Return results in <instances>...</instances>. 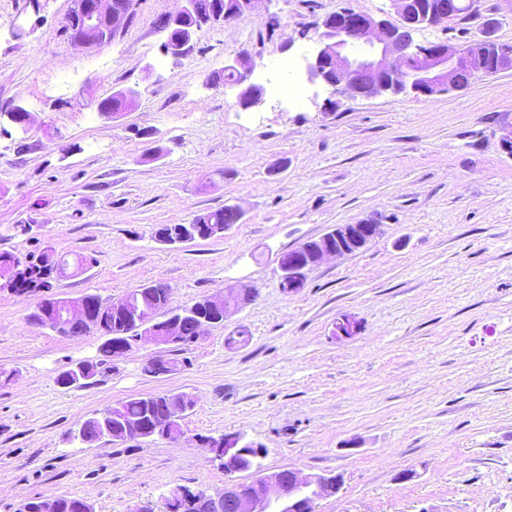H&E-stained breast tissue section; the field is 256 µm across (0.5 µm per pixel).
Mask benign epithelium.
<instances>
[{
    "label": "benign epithelium",
    "mask_w": 512,
    "mask_h": 512,
    "mask_svg": "<svg viewBox=\"0 0 512 512\" xmlns=\"http://www.w3.org/2000/svg\"><path fill=\"white\" fill-rule=\"evenodd\" d=\"M178 10L162 21L167 31L164 54L173 59L186 58L193 48V37L199 25H189L195 18L200 25H214L229 20L235 13H252L258 0H182ZM396 20H378L372 15L341 8L326 16L317 35L316 48L307 61L308 81L327 87H342L361 97L410 92L417 97H432L460 88L459 74L467 71L477 77L496 75L512 68V50L496 42L491 31L483 38L462 43L419 42L416 34L427 27L419 21L412 8V0H392ZM131 16L127 0H74L69 18L78 36L75 47L93 51L116 35ZM224 69L234 73V86L240 88L241 106L249 108L263 102L264 87L252 81L253 67L244 52L225 59ZM139 90H122L120 102L111 112L100 116L109 119L123 115L135 104ZM382 233V225L372 219L356 224H337L317 239L283 252L278 258L280 286L295 292L303 287L307 272L331 256L352 254L363 249ZM252 289L226 288L209 298L212 307L227 315L242 309L253 300ZM91 296L78 298L52 297L30 318L39 327L69 328L75 323L87 322ZM190 308L163 312L160 307L143 315L135 310L127 312L130 339L116 347L117 355L125 356L138 345H178L184 341L183 319ZM359 321L344 315L336 322L333 335L349 339L360 333ZM195 401L188 393L177 402L170 414L154 424L141 422L124 425V439L148 437L147 431L168 438L172 423L180 420L185 404ZM213 459L224 468V473H251V479L224 486V496L207 502L210 512H224V502L230 501L234 512H317L319 500L339 495L344 488L339 474L324 476L303 475L295 469L265 472L257 459L263 449L245 442L235 434L224 435V444L211 449Z\"/></svg>",
    "instance_id": "1"
}]
</instances>
